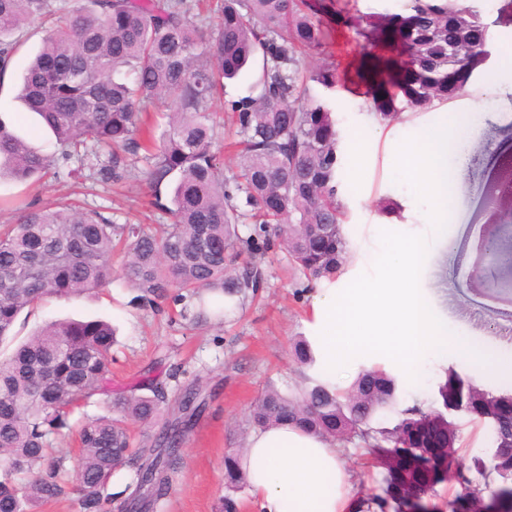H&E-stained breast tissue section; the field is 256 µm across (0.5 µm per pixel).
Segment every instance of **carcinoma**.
<instances>
[{
    "label": "carcinoma",
    "mask_w": 512,
    "mask_h": 512,
    "mask_svg": "<svg viewBox=\"0 0 512 512\" xmlns=\"http://www.w3.org/2000/svg\"><path fill=\"white\" fill-rule=\"evenodd\" d=\"M410 14L370 32H393L407 46L408 66L393 80L413 112L448 101V67L472 72L488 30L479 15L453 0H409ZM51 12L50 0H0V86L16 41L7 35ZM218 23L205 32L193 0H87L64 3L42 48L27 67L20 98L41 116L61 148V159L107 151L89 176L121 184L135 161L155 205L170 223L152 230L116 224L97 211L68 205L23 206L0 228V344L11 338L18 314L54 298L103 288L119 275L139 291L137 300L157 304L172 298L181 316L207 323L224 320L208 309L203 293L229 298L256 292L260 265L231 267L241 252L258 253L276 241L308 281L334 279L346 261L341 223L344 205L337 175L339 132L322 93L341 81L333 64L302 67L304 57L324 50L329 33L305 10V0H218ZM261 66L250 91L227 101L237 144L238 171L224 176L212 105L224 98V80L236 78L253 58ZM167 104V130L147 127L157 104ZM382 120L396 114L390 95L374 99ZM53 165V158L15 135L0 120V179L25 182ZM170 191L169 203L161 190ZM112 326L104 321L62 320L46 324L10 354L0 355V512H36L66 493L60 480L67 456L55 442L74 431L79 450L75 493L81 512L121 507L126 499L105 494L112 472L131 465L151 473L159 461L178 471L183 453L157 447L156 434L134 445L129 424L172 431L185 442L204 406L201 384L169 394L165 384L112 390ZM382 376L373 398L357 387L332 390L318 380L292 394L268 389L252 404L255 429L280 422L341 443L388 448L410 488L409 461L448 460V429L418 409L410 418L421 436L406 439L397 428L375 427L374 417L397 403L395 377L379 367L361 375ZM444 402L492 395L471 387L443 385ZM104 397L107 413L79 427L75 410ZM226 487L246 483L235 464L224 462Z\"/></svg>",
    "instance_id": "obj_1"
}]
</instances>
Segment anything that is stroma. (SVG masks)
Here are the masks:
<instances>
[{
	"instance_id": "obj_1",
	"label": "stroma",
	"mask_w": 512,
	"mask_h": 512,
	"mask_svg": "<svg viewBox=\"0 0 512 512\" xmlns=\"http://www.w3.org/2000/svg\"><path fill=\"white\" fill-rule=\"evenodd\" d=\"M339 8L340 15L354 19L371 12L404 15L408 0H340ZM337 16L320 17L334 38L323 59L336 63L343 73L340 84L327 92L325 99L335 112L340 134L366 130L370 174L366 180H356L349 152L341 150L339 196L344 204L342 229L348 253L335 279L307 283L289 267L274 243L264 255L263 288L227 313L220 324L193 326L181 318L179 306L165 302L155 308L138 302L136 290L119 277L95 294L52 301L21 313L16 321L14 331L21 338L54 320L110 322L118 340L113 348L112 387L116 390L149 378L166 382L171 389L196 380L203 382L209 406L187 435L183 466L172 474L171 491L154 512H218L221 499L227 495L233 497L240 512H260L249 488L228 492L224 456L244 448L251 432L249 408L262 392L273 387L286 393L304 378L320 377L319 364L297 361L294 344L311 336V306L323 288L340 291L360 274L371 272L381 250V230L426 237L428 253L420 284L442 322L475 344L512 350V271L503 270L498 286L491 288L464 263L467 255L478 250L483 237L502 234L504 224L512 221V94L486 87L475 74L448 100L449 109L482 112L486 118L461 151L464 192L454 203L452 228L446 235H435L427 199L392 169L387 159L392 138L407 135L414 127L432 121L435 114L429 109L408 111L391 122L379 121L369 108L376 85L357 75L365 60L366 41L337 23ZM50 25L49 18L44 17L20 32L21 45L0 88V119L16 135L53 156L57 153L53 135L16 97L22 73L41 48L43 31ZM148 194V186L139 178L119 189L101 182L80 188L73 180L50 174L32 186L0 182V196H15L27 203L96 209L118 224L169 223L165 211L148 206ZM451 379L465 386L473 382L461 359L451 356L432 361L418 386L400 385L396 407L379 419L381 426L393 427L403 408L417 405L445 418L456 432L453 448L461 460V475L430 477L419 484L425 512H448L449 502L467 480L483 486L480 503L484 506L512 493V480L487 484L477 473L476 460L489 459L494 450V432L489 420L444 405L439 388ZM340 457L357 493L384 499V506L371 512H396L388 498V474L369 448L347 443Z\"/></svg>"
}]
</instances>
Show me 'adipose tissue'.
<instances>
[{
	"label": "adipose tissue",
	"instance_id": "adipose-tissue-1",
	"mask_svg": "<svg viewBox=\"0 0 512 512\" xmlns=\"http://www.w3.org/2000/svg\"><path fill=\"white\" fill-rule=\"evenodd\" d=\"M476 115L440 107L434 121L392 141L389 160L429 203V216L447 231L461 195L458 149L473 133ZM262 512H363L351 493L334 443L287 425L252 432L241 457Z\"/></svg>",
	"mask_w": 512,
	"mask_h": 512
}]
</instances>
